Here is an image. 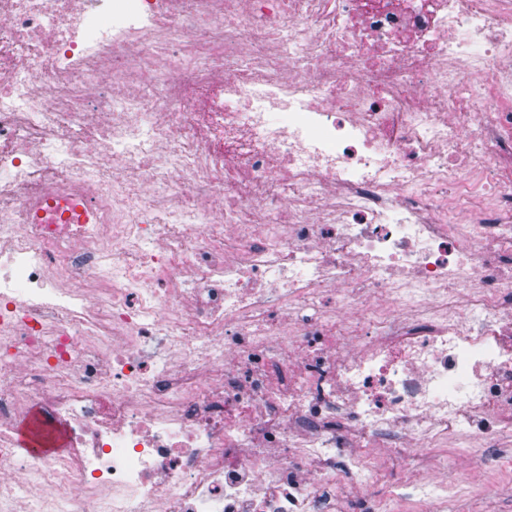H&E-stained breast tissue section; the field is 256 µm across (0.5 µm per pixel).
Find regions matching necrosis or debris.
<instances>
[{"mask_svg":"<svg viewBox=\"0 0 512 512\" xmlns=\"http://www.w3.org/2000/svg\"><path fill=\"white\" fill-rule=\"evenodd\" d=\"M454 426L502 463L512 0H0V502L324 512ZM35 415H32L27 420L19 424L17 429V445L19 450L25 454H36V453H53L59 452L61 448H45L44 444L40 442L32 431V421ZM22 454V453H21Z\"/></svg>","mask_w":512,"mask_h":512,"instance_id":"1","label":"necrosis or debris"}]
</instances>
